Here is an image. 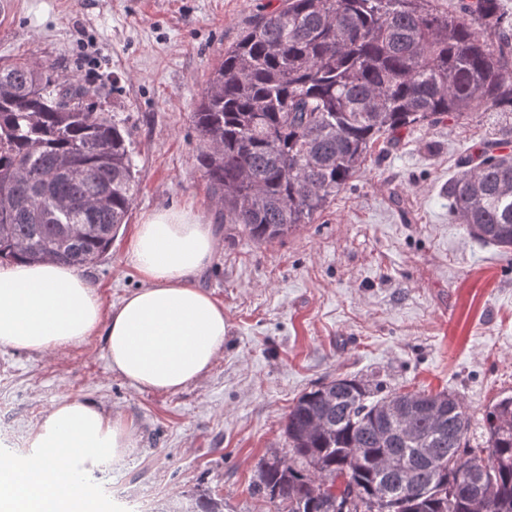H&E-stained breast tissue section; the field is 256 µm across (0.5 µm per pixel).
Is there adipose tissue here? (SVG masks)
<instances>
[{
    "label": "adipose tissue",
    "mask_w": 512,
    "mask_h": 512,
    "mask_svg": "<svg viewBox=\"0 0 512 512\" xmlns=\"http://www.w3.org/2000/svg\"><path fill=\"white\" fill-rule=\"evenodd\" d=\"M218 249L213 225L192 209L148 214L127 250L142 285L109 308L79 268L50 259L0 264V346L45 353L99 334L112 370L134 388L180 391L224 349V307L196 283ZM137 444L132 424L98 404L60 402L32 429L30 453L0 462V512H96L88 478Z\"/></svg>",
    "instance_id": "ef3b65f1"
}]
</instances>
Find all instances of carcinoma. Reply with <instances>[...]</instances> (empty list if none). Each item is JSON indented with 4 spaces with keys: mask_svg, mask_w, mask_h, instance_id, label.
<instances>
[{
    "mask_svg": "<svg viewBox=\"0 0 512 512\" xmlns=\"http://www.w3.org/2000/svg\"><path fill=\"white\" fill-rule=\"evenodd\" d=\"M498 45L492 46V40ZM86 89L26 60L0 65V258L74 267L112 245L136 192L122 125ZM512 112V23L500 0H282L224 50L193 126L224 223L262 244L314 222L403 129L476 109ZM448 213L512 251V153L485 144L448 181ZM481 441L457 394L336 377L284 422L251 493L276 512H512V396Z\"/></svg>",
    "mask_w": 512,
    "mask_h": 512,
    "instance_id": "cac0c4a2",
    "label": "carcinoma"
}]
</instances>
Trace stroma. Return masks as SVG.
Returning <instances> with one entry per match:
<instances>
[{
  "mask_svg": "<svg viewBox=\"0 0 512 512\" xmlns=\"http://www.w3.org/2000/svg\"><path fill=\"white\" fill-rule=\"evenodd\" d=\"M0 63L27 60L95 87L129 132L138 191L110 249L84 271L104 307L140 285L126 251L149 212L190 208L221 248L198 283L224 306V350L175 393L112 371L103 337L40 354L0 346V450L28 453L60 401L88 400L135 426V452L93 473L100 512H269L256 464L286 454L289 406L337 376L464 397L473 422L512 395V252L448 217V182L482 141L511 138L494 112L416 126L378 142L314 223L257 244L224 221L197 161L201 90L255 19L281 0H9Z\"/></svg>",
  "mask_w": 512,
  "mask_h": 512,
  "instance_id": "stroma-1",
  "label": "stroma"
}]
</instances>
